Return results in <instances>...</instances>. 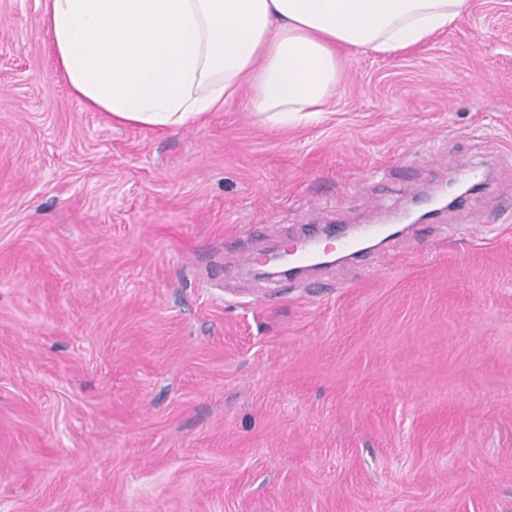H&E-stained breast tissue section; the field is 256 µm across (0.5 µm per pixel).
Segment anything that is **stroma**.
<instances>
[{"instance_id": "1", "label": "stroma", "mask_w": 512, "mask_h": 512, "mask_svg": "<svg viewBox=\"0 0 512 512\" xmlns=\"http://www.w3.org/2000/svg\"><path fill=\"white\" fill-rule=\"evenodd\" d=\"M43 10L0 0V512H512V0L288 127L88 110ZM475 166L387 264L250 271Z\"/></svg>"}]
</instances>
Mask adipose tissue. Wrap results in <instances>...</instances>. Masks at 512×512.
Instances as JSON below:
<instances>
[{"label": "adipose tissue", "instance_id": "ef3b65f1", "mask_svg": "<svg viewBox=\"0 0 512 512\" xmlns=\"http://www.w3.org/2000/svg\"><path fill=\"white\" fill-rule=\"evenodd\" d=\"M467 0H47L58 70L88 109L178 128L233 101L281 126L316 120L339 52L427 43Z\"/></svg>", "mask_w": 512, "mask_h": 512}]
</instances>
